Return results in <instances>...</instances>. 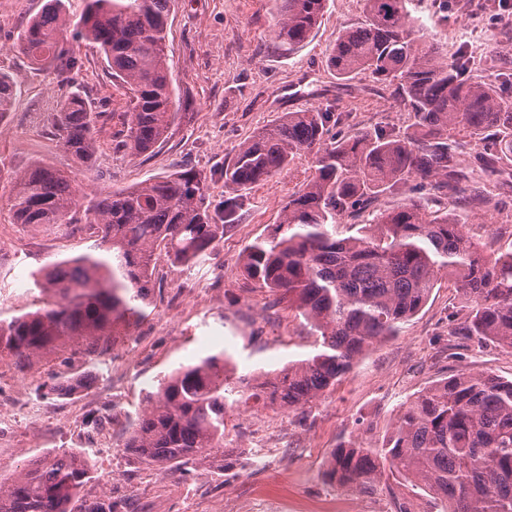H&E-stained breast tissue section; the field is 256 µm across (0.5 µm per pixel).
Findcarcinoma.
<instances>
[{
  "label": "carcinoma",
  "mask_w": 512,
  "mask_h": 512,
  "mask_svg": "<svg viewBox=\"0 0 512 512\" xmlns=\"http://www.w3.org/2000/svg\"><path fill=\"white\" fill-rule=\"evenodd\" d=\"M48 0L22 28L19 43L35 64L66 81L77 66L67 39L104 55L129 94L120 113L122 147L152 152L180 119L167 58L173 0ZM327 0H274V39L294 52L308 43ZM407 0H365L364 19L343 29L327 66L347 81L359 74L392 89L411 115L403 129L342 132V113L285 112L244 142L224 166V202L208 203L206 177L193 168L109 192L82 206L70 179L39 163L18 175L11 196L17 224H76L84 213L90 251L57 258L33 278L38 296L9 316L0 312V361L31 370L62 356L65 369L49 394L88 390L103 354L154 304L160 254L192 271L237 223L249 191L304 154L313 173L282 208L281 236L256 238L242 271L288 299L315 352L252 385L234 376L224 353L182 364L164 376L151 406L130 424L123 447L144 462L185 464L224 447V415L243 396L293 411L322 396L374 344L396 336L428 303L446 275L468 302L450 336L512 350V251L464 231L481 210H500L497 187L478 185L497 164L512 167V96L467 75L440 46L421 40ZM16 85L0 72V113ZM100 113L79 91L53 115L62 148L95 163ZM483 145L478 165L460 168L463 139ZM400 194L403 202L385 198ZM371 216L341 237L338 220ZM80 356L75 362L73 356ZM388 468L423 486L446 512H512V380L456 373L415 394L401 410L381 453L355 442L331 454L326 475L365 488ZM92 479L76 451L48 454L11 481L0 480V512H74Z\"/></svg>",
  "instance_id": "1"
}]
</instances>
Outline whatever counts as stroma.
<instances>
[{
    "label": "stroma",
    "instance_id": "stroma-1",
    "mask_svg": "<svg viewBox=\"0 0 512 512\" xmlns=\"http://www.w3.org/2000/svg\"><path fill=\"white\" fill-rule=\"evenodd\" d=\"M47 0H0V72L17 86L10 112L0 117V310L30 304L32 275L55 257L85 252L83 225L57 229L14 223L8 207L13 180L41 162L65 172L80 195L93 197L164 176L188 165L207 178L209 201L224 200V164L240 144L286 112L337 105L350 131L406 125L408 115L377 95L371 77L340 83L327 58L343 27L364 17V0H328L307 45L290 54L274 41L272 0H175L168 64L185 117L147 156L119 148L116 113L129 99L90 43L73 49L79 60L70 83L31 64L18 35ZM408 8L428 39L449 58L464 57L471 74L512 83V0H448V21L433 0ZM84 92L101 117L93 167L77 165L52 133L51 120L70 90ZM310 157L295 160L272 181L256 185L250 206L223 242L194 272L159 262L160 283L148 318L133 327V360L102 364L94 386L75 398L39 397L56 361L35 371L0 372V413L12 420L0 450V479L17 477L41 456L82 450L94 471L80 498L127 500L129 512H443L422 488L384 474L371 488L344 487L326 476L342 442L382 448L397 413L414 394L460 372L512 379V352L474 340L452 339L448 329L467 303L451 281H441L425 308L400 334L361 356L334 390L292 412L275 406L233 407L224 415V445L187 464L141 462L123 446L124 430L150 406L159 378L179 365L218 352L238 374L264 378L313 351L304 320L279 293L245 279L241 256L259 237L274 235L289 195L310 178ZM266 460L253 464L256 446Z\"/></svg>",
    "mask_w": 512,
    "mask_h": 512
}]
</instances>
